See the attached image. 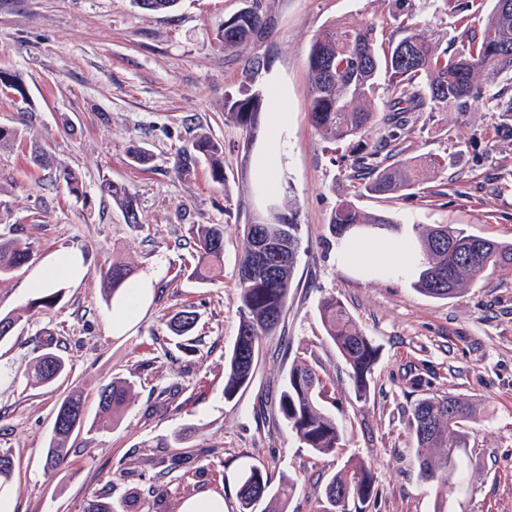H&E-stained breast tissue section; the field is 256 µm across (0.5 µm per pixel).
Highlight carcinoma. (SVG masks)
<instances>
[{"mask_svg": "<svg viewBox=\"0 0 512 512\" xmlns=\"http://www.w3.org/2000/svg\"><path fill=\"white\" fill-rule=\"evenodd\" d=\"M404 36L387 47L378 48L375 24L341 22L330 24L317 33L307 56L311 87L309 110L313 126L329 141H346L367 135L378 123L391 127L402 122L406 112H445L448 105H471L482 108L474 95L476 85L497 84L501 75L512 69V0H493L479 36L468 40L461 52L452 55L432 41L426 33L405 21L401 11L392 13ZM221 42L226 50H236L251 39L267 32V21L256 8L245 9L229 18ZM410 43V54L400 56L399 47ZM329 61L336 67V77L329 80L324 68ZM384 80L391 92L390 113L377 117L373 100ZM264 99L260 91H248L224 102L226 115L245 133L248 141L260 133L259 116ZM193 152L177 157L174 171L190 173L194 154L209 163L211 179L224 182V148L206 133L194 137ZM371 151L354 158L351 170L365 181V189L373 195L421 190L434 160L409 157L386 164L376 160ZM124 213L127 223L137 224L134 194L123 184L107 181L102 185ZM288 223L244 225V252L238 268L237 336L224 359V397L234 398L250 384L263 340L275 333L288 305L293 286L294 269L301 239L302 225L297 211L288 206ZM364 225L368 234H384L396 229L390 217L359 210L351 201L336 205L329 219L333 235L340 238ZM195 242L189 278L206 283L216 276L224 263V225L193 224L189 228ZM272 240L281 255L269 256L268 268L260 276L249 273V264L257 237ZM415 247L422 254V268L412 287L433 299H449L503 264L512 265V243L489 239L452 224L418 225ZM35 251L27 243L0 238V278L33 261ZM134 267L127 262H114L101 273L106 300L131 283ZM198 314L182 310L171 320L170 330L176 336L193 335ZM320 318L325 336L335 344L350 369L356 398L367 397L378 347L357 327L345 304L329 297L320 305ZM24 372L27 384L52 387L64 376L67 362L52 351V342L41 345ZM327 381L304 359L292 362L278 399V412L288 429L303 447L316 455H329L343 446L344 429L336 417L324 407L329 398ZM131 385L118 378L103 385L98 393L100 413L88 420L85 402L78 387H72L58 402L51 434L46 441L47 467L51 470L67 462L68 443L82 431L104 432L112 429L121 411L130 402ZM477 419L475 406L460 397L443 395L418 400L408 416L411 447L421 477L436 486L434 512H448V492L453 477L464 480L468 455L466 425ZM294 490V480L284 476L273 484L267 472L256 465L242 474L239 487L240 512H254L263 503L262 512H284ZM324 493L333 506L331 512H348L349 504H368L375 495L374 475L370 463L350 458L325 484Z\"/></svg>", "mask_w": 512, "mask_h": 512, "instance_id": "cac0c4a2", "label": "carcinoma"}]
</instances>
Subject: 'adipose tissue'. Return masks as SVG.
Instances as JSON below:
<instances>
[{
	"mask_svg": "<svg viewBox=\"0 0 512 512\" xmlns=\"http://www.w3.org/2000/svg\"><path fill=\"white\" fill-rule=\"evenodd\" d=\"M288 105L281 96H274L268 114L269 139L266 150L257 161L259 184L268 194L279 188V172L283 167L280 148L287 129ZM420 257L403 239L349 237L336 251V262L342 266H356L367 276L414 275ZM86 274L81 253L61 250L45 257L40 267L26 282L30 292L40 294L63 284L80 283ZM153 290V279L144 275L132 283L118 300L112 303L111 329L120 334L126 331L146 309Z\"/></svg>",
	"mask_w": 512,
	"mask_h": 512,
	"instance_id": "ef3b65f1",
	"label": "adipose tissue"
}]
</instances>
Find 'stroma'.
<instances>
[{
    "label": "stroma",
    "instance_id": "stroma-1",
    "mask_svg": "<svg viewBox=\"0 0 512 512\" xmlns=\"http://www.w3.org/2000/svg\"><path fill=\"white\" fill-rule=\"evenodd\" d=\"M258 3L268 32L238 52L218 39L226 19ZM491 0H407L414 27L449 51L480 33ZM394 0H181L176 10L149 14L130 0H0V70L17 75L24 96L0 91V127L18 130L0 149V235L29 242L39 256L80 250L87 273L61 290L50 311L29 310L30 268L0 279V312L25 310L14 335L0 343V450L12 454L6 490L13 512H84L89 501H118L138 487L129 512H178L180 503L211 489L225 512H239L240 470L265 468L272 481L289 476L295 489L286 512H324L323 489L350 457L372 465L377 495L365 512H434L436 489L418 475L408 414L417 400L454 395L474 402L467 427L471 479L448 496V512H512V266H502L455 297L438 300L412 288L411 278H366L336 262L339 238L329 218L342 200L396 220L400 235L415 225L458 224L512 242V114L498 111L494 92L512 95V73L496 88L477 86L485 105L419 112L389 141L401 158L426 154L437 165L425 189L392 197L367 194L348 161L381 140V130L351 141H325L311 124L307 55L313 36L337 21L375 22L380 41L397 38ZM261 67L246 80L244 63ZM264 100H288L281 185L298 210L302 239L285 315L260 350L252 384L224 397V357L238 328V263L243 226L264 198L256 172L268 142L246 144L224 115V100L244 87ZM224 147V181L205 161L184 176L180 151L198 132ZM46 145L49 169L28 162L30 138ZM152 156L139 166L132 146ZM83 176L74 196L58 179ZM128 186L139 221L127 223L101 191L103 181ZM193 224L224 227V275L200 284L181 274L190 263ZM136 275L152 274L150 304L125 332L113 334L112 306L101 272L114 259ZM344 302L359 329L380 348L367 398L356 399L348 367L319 318L329 296ZM197 311L192 346L178 344L167 323ZM67 359L58 389L28 386L23 375L45 339ZM333 384L331 411L344 426L338 454L302 448L278 418V392L294 359ZM115 378L134 396L114 429L80 433L65 464L45 468V445L56 405L69 388L98 414L97 390ZM179 447L162 440L182 428Z\"/></svg>",
    "mask_w": 512,
    "mask_h": 512
}]
</instances>
